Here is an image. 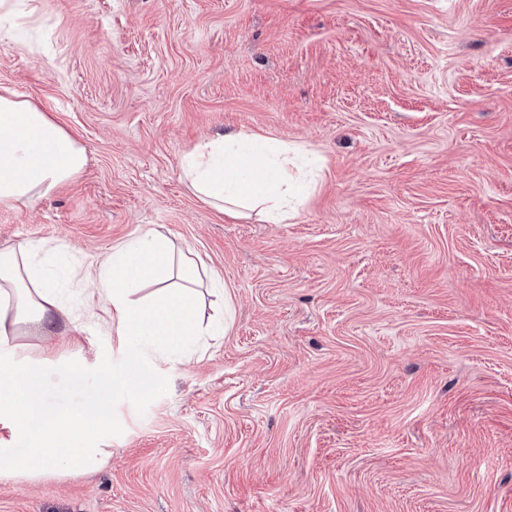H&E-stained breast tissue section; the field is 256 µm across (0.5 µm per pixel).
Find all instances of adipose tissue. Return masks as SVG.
<instances>
[{"mask_svg": "<svg viewBox=\"0 0 512 512\" xmlns=\"http://www.w3.org/2000/svg\"><path fill=\"white\" fill-rule=\"evenodd\" d=\"M294 144L249 134H219L186 153L182 173L195 195L218 211L242 216L259 211L281 223L299 202L302 180L291 166ZM87 164L82 147L35 103L0 93V207L19 210L53 192ZM44 243L0 247V345L32 330L52 333L67 325L55 283L38 260ZM196 270L176 260L168 239L150 230L115 244L93 280L119 335L138 350L182 357L202 336ZM146 296H139L141 288ZM137 394L157 391L158 381L132 363L120 381L103 378L77 409L53 407L39 362L0 358V419L15 448H0V478H49L101 461L94 438L112 431L107 395L113 386Z\"/></svg>", "mask_w": 512, "mask_h": 512, "instance_id": "adipose-tissue-1", "label": "adipose tissue"}]
</instances>
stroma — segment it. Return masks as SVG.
Wrapping results in <instances>:
<instances>
[{"label":"stroma","instance_id":"35a3bbf8","mask_svg":"<svg viewBox=\"0 0 512 512\" xmlns=\"http://www.w3.org/2000/svg\"><path fill=\"white\" fill-rule=\"evenodd\" d=\"M0 86L85 150L0 208L82 333L23 337L60 408L133 345L82 279L161 232L221 336L113 389L103 466L0 479V512H512V0H39ZM321 161L296 214L232 219L181 177L219 133ZM84 367L81 381L64 375ZM117 384L121 389L137 394L155 392L160 387L158 381L136 361V357Z\"/></svg>","mask_w":512,"mask_h":512}]
</instances>
